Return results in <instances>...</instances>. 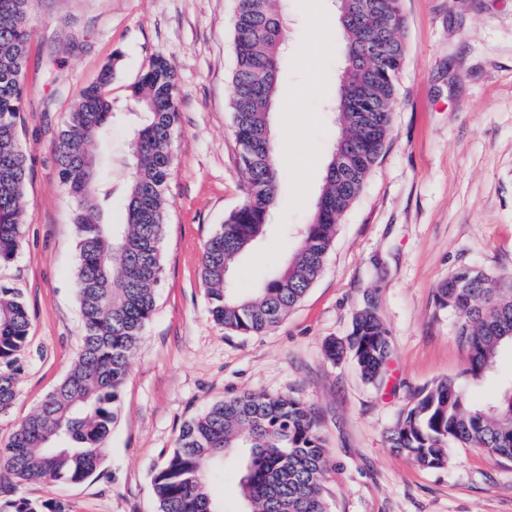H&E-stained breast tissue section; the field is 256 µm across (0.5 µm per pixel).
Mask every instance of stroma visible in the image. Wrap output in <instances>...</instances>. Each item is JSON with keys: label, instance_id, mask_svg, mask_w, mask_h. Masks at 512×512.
<instances>
[{"label": "stroma", "instance_id": "stroma-1", "mask_svg": "<svg viewBox=\"0 0 512 512\" xmlns=\"http://www.w3.org/2000/svg\"><path fill=\"white\" fill-rule=\"evenodd\" d=\"M235 0H32L19 137L27 156L22 247L0 279L28 306L30 346L17 399L0 415V442L71 369L82 322L74 278L72 201L56 151L80 90L116 64L112 153L131 127L129 95L150 60H171L179 120L156 307L130 360L119 417L99 475L80 483L0 487L70 512H157L152 474L182 426L212 403L245 393L289 394L320 422L328 448L329 512H512V462L452 448L442 469L409 462L387 436L413 395L465 379L468 359L438 286L463 267L512 278V0H401L406 64L386 146L342 219L305 298L260 334L225 329L208 312L205 242L244 201L231 114ZM288 52L271 115L278 199L265 236L232 272L249 293L297 247L321 191L336 127L327 110L343 67L332 0H284ZM321 95L302 89L311 73ZM290 139H282V127ZM374 299L392 358L382 385L323 344L347 336Z\"/></svg>", "mask_w": 512, "mask_h": 512}]
</instances>
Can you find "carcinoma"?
Listing matches in <instances>:
<instances>
[{
  "mask_svg": "<svg viewBox=\"0 0 512 512\" xmlns=\"http://www.w3.org/2000/svg\"><path fill=\"white\" fill-rule=\"evenodd\" d=\"M359 15L337 0L338 34L345 66L331 103L339 129L335 144L350 155L331 158L311 220L295 253L263 287L239 295L228 287L235 261L265 233L277 201L269 114L288 36L277 0H235L231 20L235 67L228 102L237 142L253 146L243 168V204L224 217L206 242L202 278L209 311L225 328L258 333L281 322L320 276L337 227L362 191L389 136L393 104L406 53L401 0H366ZM30 0H0V267L21 247L27 157L19 141L24 68L28 57ZM117 63L83 88L58 137L64 190L75 203V276L82 345L58 387L0 445V471L19 481L78 483L95 475L115 423L129 362L155 305L164 273L161 243L178 122L175 66L156 56L132 87V133L118 174L125 192V223H103L112 176L111 85ZM460 269L443 282L436 305L456 318L454 336L467 353L470 382L481 381L512 347V284L483 271L457 285ZM30 315L22 294L0 280V414L12 407L28 348ZM331 361L349 359L362 379L383 381L390 358L388 330L368 299L351 331L324 345ZM389 447L430 469L448 465L454 446L484 448L512 461V381L485 405L471 401L470 386L435 381L412 397L387 437ZM246 452L240 480L249 512H328L327 448L319 424L299 400L284 394L224 399L187 421L175 448L152 477L158 512L220 509L208 471L228 455ZM0 512H70L61 500L33 502L0 492Z\"/></svg>",
  "mask_w": 512,
  "mask_h": 512,
  "instance_id": "1",
  "label": "carcinoma"
}]
</instances>
